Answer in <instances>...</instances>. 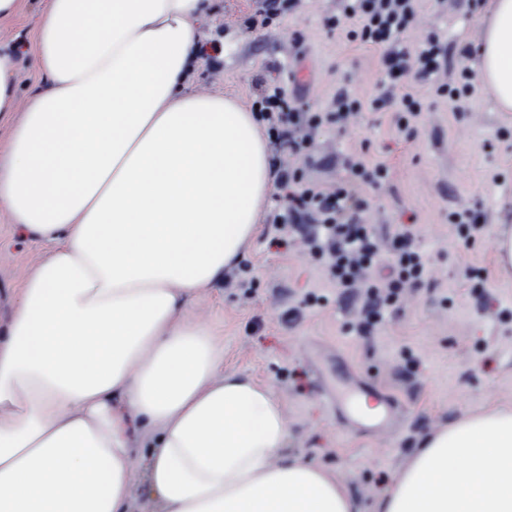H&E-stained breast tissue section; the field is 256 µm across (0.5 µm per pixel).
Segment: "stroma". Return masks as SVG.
<instances>
[{
  "label": "stroma",
  "instance_id": "obj_1",
  "mask_svg": "<svg viewBox=\"0 0 512 512\" xmlns=\"http://www.w3.org/2000/svg\"><path fill=\"white\" fill-rule=\"evenodd\" d=\"M41 0H22L18 15L0 20V46L18 60L20 103L46 86L33 63ZM263 0H211L200 32L209 47L188 89L233 95L249 105L257 83L277 81L313 109L335 95L359 99L362 110L345 130L316 138L301 166L310 182L330 186L348 175L344 160L359 153L390 170L388 184L365 190L364 219L381 235L414 219L430 263V284L408 290L403 303L371 336L352 332L361 302L327 287L301 248L272 243L276 231L260 222L238 264L216 287L188 301L189 318L224 345L225 373L251 377L269 389L288 420V451L322 466L352 491L361 512H375L383 491L420 437L457 418L494 406L512 407V272L502 271L492 240L512 225V112H501L491 91L475 87L463 111L427 84L412 91L422 104L413 136L395 129L391 109L376 107L382 91L381 52L328 32L341 0H300L268 29L248 18ZM489 0H419L404 39L437 38L448 50V71L474 67L470 52L482 35ZM478 206L485 224L463 245L449 212ZM49 247L0 210V320L18 302L21 284ZM320 308L294 322L283 313L308 292ZM396 399L388 428L360 432L336 405V393L355 382Z\"/></svg>",
  "mask_w": 512,
  "mask_h": 512
}]
</instances>
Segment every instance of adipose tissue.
I'll return each mask as SVG.
<instances>
[{
	"instance_id": "ef3b65f1",
	"label": "adipose tissue",
	"mask_w": 512,
	"mask_h": 512,
	"mask_svg": "<svg viewBox=\"0 0 512 512\" xmlns=\"http://www.w3.org/2000/svg\"><path fill=\"white\" fill-rule=\"evenodd\" d=\"M207 0H46L19 109L0 50V208L51 244L0 331V512H127L142 428L159 512H360L285 454L268 390L218 375L185 315L253 237L273 181L262 124L188 92ZM477 74L512 112V0H492ZM378 512H512V408L419 439Z\"/></svg>"
}]
</instances>
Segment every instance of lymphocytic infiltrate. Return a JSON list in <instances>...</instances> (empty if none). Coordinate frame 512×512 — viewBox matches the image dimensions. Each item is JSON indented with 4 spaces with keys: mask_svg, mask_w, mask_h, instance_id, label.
<instances>
[{
    "mask_svg": "<svg viewBox=\"0 0 512 512\" xmlns=\"http://www.w3.org/2000/svg\"><path fill=\"white\" fill-rule=\"evenodd\" d=\"M343 2L341 14L330 18L327 26L333 32L345 31L349 40L380 49L384 84L379 103L395 108L400 131L412 133L421 113L419 100L406 90L410 81L433 82L438 95L455 106L463 105L473 88V72L464 69L455 82H438L439 73L448 67L440 42L430 37L410 49L401 41L416 17V0ZM360 108L357 99L343 94L330 108L313 112L277 82L261 85L252 102L271 143L296 158L306 156L314 133L346 127ZM347 168L348 179L330 187L305 182L298 167L278 168L280 195L270 221L279 233L278 246H288L295 234H302L304 248L319 260L331 285L359 289L362 306L354 329L368 336L383 321L387 308L401 301L406 289L425 284L427 269L411 227L397 230L386 243L361 220V193L388 181L387 166L368 164L355 154L348 157ZM385 252L394 261L383 274L379 264Z\"/></svg>",
    "mask_w": 512,
    "mask_h": 512,
    "instance_id": "f902f5d3",
    "label": "lymphocytic infiltrate"
}]
</instances>
